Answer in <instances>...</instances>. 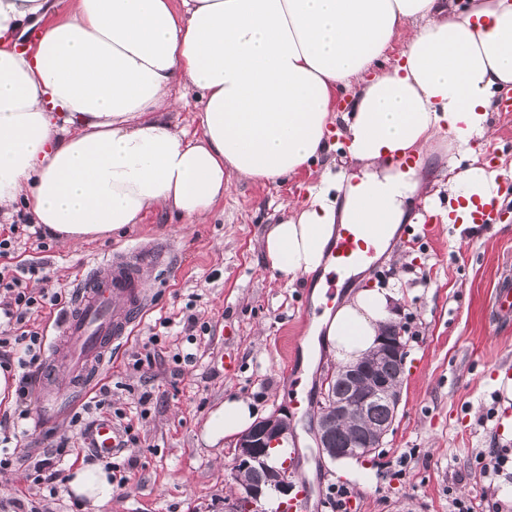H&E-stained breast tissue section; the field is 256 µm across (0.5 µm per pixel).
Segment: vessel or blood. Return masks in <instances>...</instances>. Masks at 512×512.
Returning a JSON list of instances; mask_svg holds the SVG:
<instances>
[{
    "instance_id": "b4317fda",
    "label": "vessel or blood",
    "mask_w": 512,
    "mask_h": 512,
    "mask_svg": "<svg viewBox=\"0 0 512 512\" xmlns=\"http://www.w3.org/2000/svg\"><path fill=\"white\" fill-rule=\"evenodd\" d=\"M383 240L363 224L335 225L326 261L328 297H335L339 277L374 268L382 258ZM162 262L152 248L135 252L116 251L95 260L81 279L74 298L56 326V336L46 356V372L38 383L36 421L54 417L62 404L53 396L59 372H67L72 387L95 378L105 365L113 346L129 336L135 322L146 313L150 294L138 267L141 261ZM490 314L494 321H512V276L499 283ZM119 432L111 418H99L93 428L92 450L111 457L119 451Z\"/></svg>"
}]
</instances>
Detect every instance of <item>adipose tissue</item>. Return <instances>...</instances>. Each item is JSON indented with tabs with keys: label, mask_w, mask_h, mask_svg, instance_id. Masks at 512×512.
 <instances>
[{
	"label": "adipose tissue",
	"mask_w": 512,
	"mask_h": 512,
	"mask_svg": "<svg viewBox=\"0 0 512 512\" xmlns=\"http://www.w3.org/2000/svg\"><path fill=\"white\" fill-rule=\"evenodd\" d=\"M0 0V40L42 24L32 51L0 47V213L25 204L34 223L81 243L151 210L203 221L235 180L276 183L317 164L343 123L358 186L321 173L309 206L270 225L266 262L293 281L323 261L333 227L383 238L420 224L409 202L427 182L396 155L454 149L449 190L466 204L500 196L498 171L472 158L491 133L496 92L512 88V0ZM395 65L377 71L397 37ZM200 91V133L165 119ZM349 108L334 114V96ZM397 295L362 288L324 318L339 366L373 350ZM250 400L226 398L206 420L210 446L249 429ZM86 512L112 498L108 472L68 482Z\"/></svg>",
	"instance_id": "ef3b65f1"
}]
</instances>
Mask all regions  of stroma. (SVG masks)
I'll return each instance as SVG.
<instances>
[{
	"instance_id": "35a3bbf8",
	"label": "stroma",
	"mask_w": 512,
	"mask_h": 512,
	"mask_svg": "<svg viewBox=\"0 0 512 512\" xmlns=\"http://www.w3.org/2000/svg\"><path fill=\"white\" fill-rule=\"evenodd\" d=\"M490 139L473 140L475 156L496 149L512 169V117L490 114ZM453 151L439 141L426 160L431 186L420 192L415 211L448 208L447 190L434 182L447 170ZM345 144L321 158L315 172H300L279 183L239 180L202 224L172 215L147 213L125 231L73 245L49 235L38 248L18 234L15 261L45 263L52 285L73 294L79 274L92 261L116 250L151 243L169 253V267L142 268L152 306L129 342L115 344L103 382L112 388L103 413L117 428H129L131 442L114 456L128 482L114 488L100 512H224L225 500L241 488L235 481V443L211 448L202 440L210 413L226 396L254 400L260 416L291 411L293 391L311 404L295 415L292 450L298 461L297 486L309 489L306 512H334V489L351 492L349 512H452L454 499L471 501L476 512H512V474L488 483L479 477L488 449L512 451V433H503L512 404L496 381L512 379V324L492 326L486 307L512 259V194L502 201L495 223L443 224L434 244L390 239L372 271L357 274L349 288H394L400 294L398 326L406 342L401 402L392 430L367 466L370 485L341 473L318 452L311 421L322 400V380L335 362L316 342L324 301L305 303L317 282L311 274L294 282L278 278L265 263L260 237L265 225L287 216L289 204L304 202L321 171L338 174L349 166ZM192 314L198 327L186 335L180 320ZM306 323V361L287 363L283 344L288 328ZM158 336L149 345V336ZM155 353L152 369H135L136 357ZM192 354L189 363L181 362ZM69 411L38 436L25 437L18 462L0 469V512L14 502L37 512H83L67 486L49 492L37 484L22 459L68 442L66 471L87 466L92 454L83 437L85 402L69 400Z\"/></svg>"
}]
</instances>
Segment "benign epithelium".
Here are the masks:
<instances>
[{"mask_svg": "<svg viewBox=\"0 0 512 512\" xmlns=\"http://www.w3.org/2000/svg\"><path fill=\"white\" fill-rule=\"evenodd\" d=\"M405 343L396 326H389L381 337L379 347L359 363L341 368L337 379L349 391L325 395L317 421V444L321 453L332 460L345 457H365L381 447L384 437L394 424V419L380 423L368 417V409L377 402L388 406L389 414L396 413L401 401L400 375L393 380L384 379L379 367L388 358H404ZM350 415L361 418V428L356 434L359 444L334 442L342 429L343 421ZM291 431L288 418L273 413L257 421L249 431L241 435L236 443L235 472L262 467L268 470L269 478L280 496L279 505L292 499L294 483L283 469L268 467L270 450L278 445ZM266 495L260 487L243 489L238 497L225 503V512H263Z\"/></svg>", "mask_w": 512, "mask_h": 512, "instance_id": "obj_1", "label": "benign epithelium"}]
</instances>
